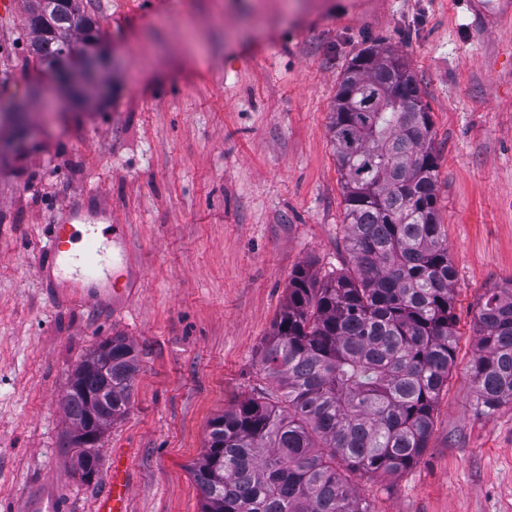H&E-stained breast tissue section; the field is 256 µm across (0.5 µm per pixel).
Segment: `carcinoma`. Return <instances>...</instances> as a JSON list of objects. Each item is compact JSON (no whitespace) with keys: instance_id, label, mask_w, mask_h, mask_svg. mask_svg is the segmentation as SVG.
<instances>
[{"instance_id":"cac0c4a2","label":"carcinoma","mask_w":512,"mask_h":512,"mask_svg":"<svg viewBox=\"0 0 512 512\" xmlns=\"http://www.w3.org/2000/svg\"><path fill=\"white\" fill-rule=\"evenodd\" d=\"M81 0H34L30 52L57 68L72 36L96 34ZM343 178L350 267L294 271L259 352L279 395L259 391L210 422V451L191 470L201 512H371L349 474L398 475L427 448L455 359V270L437 218L432 118L415 76L391 49L356 56L340 81L331 125ZM470 363L475 408L512 404V281L478 304ZM111 405L129 409L135 348L112 337ZM64 407L89 421L102 373L82 360Z\"/></svg>"}]
</instances>
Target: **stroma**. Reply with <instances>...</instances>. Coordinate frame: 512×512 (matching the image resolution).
<instances>
[{
  "instance_id": "stroma-1",
  "label": "stroma",
  "mask_w": 512,
  "mask_h": 512,
  "mask_svg": "<svg viewBox=\"0 0 512 512\" xmlns=\"http://www.w3.org/2000/svg\"><path fill=\"white\" fill-rule=\"evenodd\" d=\"M29 7L0 19V101L45 88L30 140L0 154V512H95L117 455L130 512H201L190 467L210 421L269 387L258 352L292 273L349 265L330 126L345 69L378 42L431 114L457 348L417 463L350 482L372 512H512V405L478 415L469 372L476 307L512 280V18L485 30L465 0H83L114 62L110 94L76 105L30 53ZM70 208L129 233L122 315L58 303L36 271ZM113 336L139 371L85 481L63 401Z\"/></svg>"
}]
</instances>
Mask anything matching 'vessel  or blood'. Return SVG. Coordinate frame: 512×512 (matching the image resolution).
Wrapping results in <instances>:
<instances>
[{
  "instance_id": "vessel-or-blood-1",
  "label": "vessel or blood",
  "mask_w": 512,
  "mask_h": 512,
  "mask_svg": "<svg viewBox=\"0 0 512 512\" xmlns=\"http://www.w3.org/2000/svg\"><path fill=\"white\" fill-rule=\"evenodd\" d=\"M471 10L486 27H493L498 17L512 15V0H469ZM111 251L117 259L115 283L106 288H95L91 280L97 272L104 251ZM131 249L126 231L120 224L87 225L78 229L66 221L52 225L44 256L39 263L43 280L52 282L64 267L75 268L82 273L89 285L85 288H60L56 297L62 303L100 305L109 304L120 308L126 303L133 288L130 268ZM129 484L120 463H113L112 478L101 496L97 512H127Z\"/></svg>"
}]
</instances>
